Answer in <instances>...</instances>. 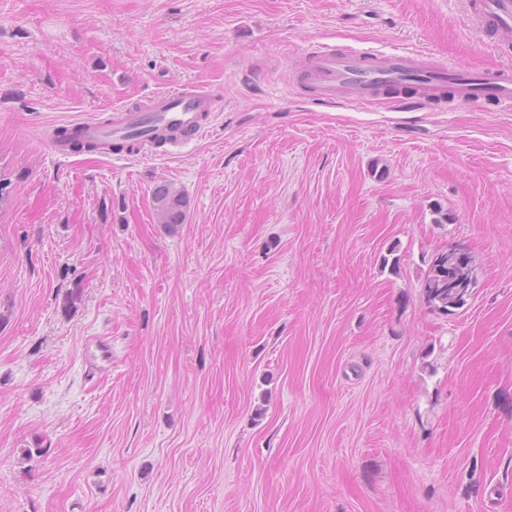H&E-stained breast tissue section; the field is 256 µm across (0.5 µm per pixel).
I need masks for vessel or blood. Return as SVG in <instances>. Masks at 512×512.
Listing matches in <instances>:
<instances>
[{"mask_svg": "<svg viewBox=\"0 0 512 512\" xmlns=\"http://www.w3.org/2000/svg\"><path fill=\"white\" fill-rule=\"evenodd\" d=\"M476 31L512 30V0H478L474 9ZM307 79L319 100L362 105L385 91H393L395 108L428 110L446 87H453L459 102H488L512 109V67L485 73L467 66L446 67L428 55L399 49L360 50L317 44L306 67ZM213 97L205 86L180 87L155 94L141 108H115L110 122L94 118L78 121L85 140L95 152H110L125 144L133 131L147 133L149 145L180 149L202 139L212 127Z\"/></svg>", "mask_w": 512, "mask_h": 512, "instance_id": "vessel-or-blood-1", "label": "vessel or blood"}]
</instances>
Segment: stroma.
I'll return each mask as SVG.
<instances>
[{"label":"stroma","mask_w":512,"mask_h":512,"mask_svg":"<svg viewBox=\"0 0 512 512\" xmlns=\"http://www.w3.org/2000/svg\"><path fill=\"white\" fill-rule=\"evenodd\" d=\"M471 5L0 0V512H512V111L326 105L292 69L512 66ZM198 84L176 157L49 150ZM455 246L479 281L440 315ZM151 203L160 224H165L169 229L184 224L188 202L172 183L162 182L155 185ZM476 273L470 257L461 250L440 253L423 280L428 305L441 314L463 307L477 285Z\"/></svg>","instance_id":"35a3bbf8"}]
</instances>
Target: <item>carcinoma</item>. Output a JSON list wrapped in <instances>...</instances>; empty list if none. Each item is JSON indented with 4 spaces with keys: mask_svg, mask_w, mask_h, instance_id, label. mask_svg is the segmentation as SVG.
Masks as SVG:
<instances>
[{
    "mask_svg": "<svg viewBox=\"0 0 512 512\" xmlns=\"http://www.w3.org/2000/svg\"><path fill=\"white\" fill-rule=\"evenodd\" d=\"M151 203L159 223L173 229L185 222L188 202L173 184L155 185ZM423 285L428 305L446 314L466 304L477 285L476 269L467 254L457 249L444 251L430 264Z\"/></svg>",
    "mask_w": 512,
    "mask_h": 512,
    "instance_id": "cac0c4a2",
    "label": "carcinoma"
}]
</instances>
